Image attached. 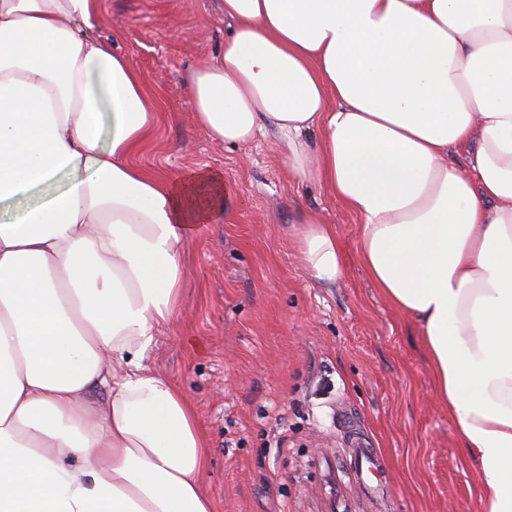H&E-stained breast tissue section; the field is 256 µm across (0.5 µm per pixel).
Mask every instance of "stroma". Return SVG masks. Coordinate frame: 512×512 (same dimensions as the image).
I'll use <instances>...</instances> for the list:
<instances>
[{"mask_svg":"<svg viewBox=\"0 0 512 512\" xmlns=\"http://www.w3.org/2000/svg\"><path fill=\"white\" fill-rule=\"evenodd\" d=\"M103 6L95 36L160 95L136 163L224 177L221 214L185 241L180 309L145 357L197 411L215 512H478L479 477L419 328L359 261L358 217L327 186L289 182L271 137L226 145L196 124L183 77L224 43L218 0ZM302 209L337 229L348 274L336 285L315 280L288 237ZM362 445L387 461L366 482Z\"/></svg>","mask_w":512,"mask_h":512,"instance_id":"obj_1","label":"stroma"}]
</instances>
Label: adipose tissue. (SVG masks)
<instances>
[{
	"instance_id": "adipose-tissue-1",
	"label": "adipose tissue",
	"mask_w": 512,
	"mask_h": 512,
	"mask_svg": "<svg viewBox=\"0 0 512 512\" xmlns=\"http://www.w3.org/2000/svg\"><path fill=\"white\" fill-rule=\"evenodd\" d=\"M221 9L223 48L186 77L196 123L228 145L273 136L290 179L359 217V260L418 324L479 512H512V0ZM102 11L0 0V512H213L195 409L145 354L224 180L135 163L159 101L94 36ZM288 233L318 282L344 278L335 225L300 212Z\"/></svg>"
}]
</instances>
